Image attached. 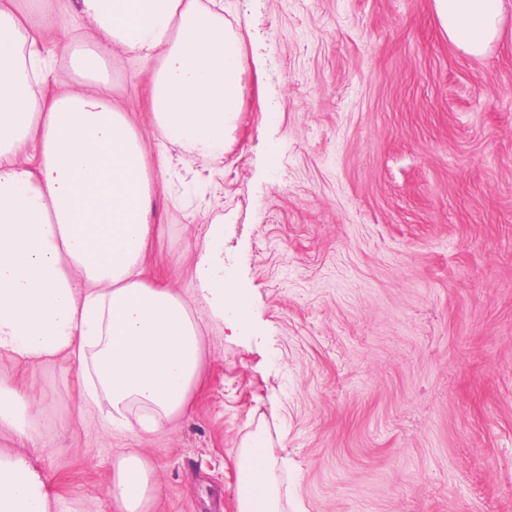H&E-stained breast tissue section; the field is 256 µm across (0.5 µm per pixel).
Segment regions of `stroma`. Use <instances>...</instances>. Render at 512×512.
Masks as SVG:
<instances>
[{
	"label": "stroma",
	"instance_id": "35a3bbf8",
	"mask_svg": "<svg viewBox=\"0 0 512 512\" xmlns=\"http://www.w3.org/2000/svg\"><path fill=\"white\" fill-rule=\"evenodd\" d=\"M482 57L433 0H224L245 97L223 170L172 147L160 167L153 64L100 74L151 150L150 280L196 287L211 225L250 307L208 322L189 414L150 435L85 405L70 358L0 370L37 407L58 512H115L112 464L154 471L152 512H237L243 438L278 458L284 512H512V0ZM49 42L83 46L70 0H16Z\"/></svg>",
	"mask_w": 512,
	"mask_h": 512
}]
</instances>
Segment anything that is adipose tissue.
Listing matches in <instances>:
<instances>
[{
    "label": "adipose tissue",
    "mask_w": 512,
    "mask_h": 512,
    "mask_svg": "<svg viewBox=\"0 0 512 512\" xmlns=\"http://www.w3.org/2000/svg\"><path fill=\"white\" fill-rule=\"evenodd\" d=\"M94 46L47 49L0 0V357L16 364L74 358L88 404L112 424L151 434L188 415L202 377L198 311L242 324L249 307L224 275L221 238L196 263L199 286L148 283L156 224L146 145L96 76L106 60L155 61L150 120L160 162L169 146L223 161L242 112L240 31L202 0H72ZM441 30L462 53L486 55L502 37L504 0H434ZM88 84L52 83L53 54ZM37 415L0 378V432L28 438ZM277 459L262 432L244 439L238 512H283ZM110 495L119 512H150L159 486L136 452L122 453ZM28 458L0 451V512H55Z\"/></svg>",
    "instance_id": "ef3b65f1"
}]
</instances>
